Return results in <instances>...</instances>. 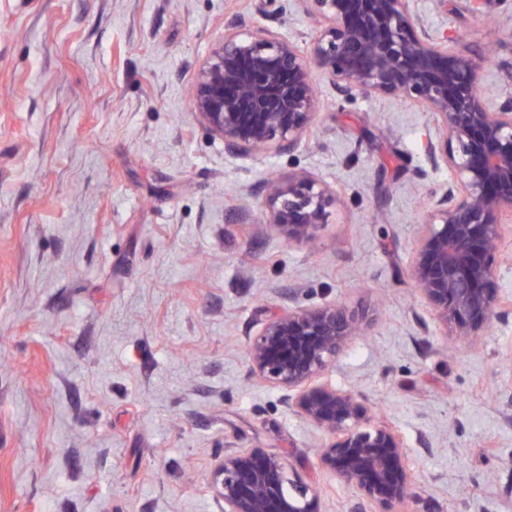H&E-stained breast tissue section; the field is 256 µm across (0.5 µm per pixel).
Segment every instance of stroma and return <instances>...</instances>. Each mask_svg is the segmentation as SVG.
Masks as SVG:
<instances>
[{
    "label": "stroma",
    "mask_w": 512,
    "mask_h": 512,
    "mask_svg": "<svg viewBox=\"0 0 512 512\" xmlns=\"http://www.w3.org/2000/svg\"><path fill=\"white\" fill-rule=\"evenodd\" d=\"M506 89L512 0H416ZM307 47L294 0H0V512H222L227 448L283 457L322 512L359 491L316 456L324 434L256 380L247 346L285 307L369 314L322 382L363 394L406 444L390 512H512V311L472 346L447 335L409 275L431 167L428 112L342 102L294 151L232 156L188 91L233 17ZM310 175L337 204L289 244L265 184Z\"/></svg>",
    "instance_id": "obj_1"
}]
</instances>
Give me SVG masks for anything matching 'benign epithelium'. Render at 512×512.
<instances>
[{"label":"benign epithelium","mask_w":512,"mask_h":512,"mask_svg":"<svg viewBox=\"0 0 512 512\" xmlns=\"http://www.w3.org/2000/svg\"><path fill=\"white\" fill-rule=\"evenodd\" d=\"M322 25L303 49L288 34L242 20L224 24V41L199 70L192 112L232 155L294 150L317 115L313 71L347 101L409 100L430 112L438 140L427 149L448 186L427 210L409 271L449 332L476 341L503 306L494 262L512 222V95L480 91L479 60L448 49L414 0H299ZM268 225L288 243L312 239L336 201L326 183L299 176L266 183ZM362 331L343 305L288 308L250 342L252 374L285 392L300 417L328 435L319 461L387 512L407 496L403 436L372 424L366 400L316 380ZM224 512H319L315 488L262 448L224 454L217 469Z\"/></svg>","instance_id":"7a95c632"}]
</instances>
